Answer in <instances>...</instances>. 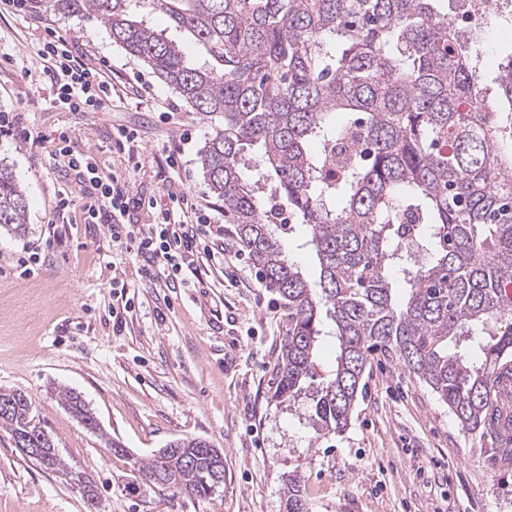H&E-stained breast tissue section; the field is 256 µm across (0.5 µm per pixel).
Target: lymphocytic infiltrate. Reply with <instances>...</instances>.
<instances>
[{
  "instance_id": "1",
  "label": "lymphocytic infiltrate",
  "mask_w": 512,
  "mask_h": 512,
  "mask_svg": "<svg viewBox=\"0 0 512 512\" xmlns=\"http://www.w3.org/2000/svg\"><path fill=\"white\" fill-rule=\"evenodd\" d=\"M38 54L52 68V101L71 111L102 110L111 105L115 88L106 71L73 56L64 38L48 33ZM55 156L65 170L75 172L89 191L84 221L106 226L113 245L132 255L141 280L165 288H184L189 282L205 286L202 270L223 265L224 227L201 209L189 191L164 188L166 204L131 194L122 176H100L92 152L76 149L67 132H59ZM152 208L147 224H130L131 211ZM182 219H174V212Z\"/></svg>"
}]
</instances>
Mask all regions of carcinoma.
Wrapping results in <instances>:
<instances>
[{
  "mask_svg": "<svg viewBox=\"0 0 512 512\" xmlns=\"http://www.w3.org/2000/svg\"><path fill=\"white\" fill-rule=\"evenodd\" d=\"M135 0H54L94 15L126 53L146 63L192 111L219 117L200 163L224 223L288 315L274 397L307 390L323 336L336 339L333 377L312 394L315 439L343 433L368 357L394 355L474 432L502 417L495 386L512 365V55L490 78L481 40L448 23L465 0H140L193 43L133 13ZM27 199L0 166V227L24 224ZM292 219L318 281L282 243ZM332 321L327 330L321 319ZM97 430L80 396L58 391ZM0 428L46 448L39 465L65 464L32 398L0 389ZM153 485L212 494L224 454L176 440ZM285 512H308L301 477Z\"/></svg>",
  "mask_w": 512,
  "mask_h": 512,
  "instance_id": "cac0c4a2",
  "label": "carcinoma"
}]
</instances>
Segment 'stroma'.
Here are the masks:
<instances>
[{
    "mask_svg": "<svg viewBox=\"0 0 512 512\" xmlns=\"http://www.w3.org/2000/svg\"><path fill=\"white\" fill-rule=\"evenodd\" d=\"M50 29L89 65H110L120 97L108 109L51 104L52 77L36 55ZM1 110L31 139L0 133V163L27 196L22 230L0 228V388L32 397L66 467L44 470L0 428V512H88L77 474L94 483L100 512H285L292 475L302 478L309 512H512L503 440L491 445L462 430L426 383L383 352L370 357L350 426L314 439L306 402L272 397L287 317L248 257L237 262L247 273L237 283L219 268L205 288L139 282L125 330L113 331L112 275L139 281L138 265L105 226L84 223L80 208L54 212L59 193L81 194L77 176L54 161L58 133L93 151L108 176L129 168L114 127L135 128L142 168L133 192L158 197L176 177L216 218L224 206L199 161L215 121L192 112L94 17L59 14L51 0L35 12H0ZM171 151L174 170L165 162ZM34 251L42 261L28 274L20 262ZM59 387L81 396L99 431L64 408ZM185 437L224 452V485L208 497L138 475L141 460ZM109 439L122 453L106 447Z\"/></svg>",
    "mask_w": 512,
    "mask_h": 512,
    "instance_id": "1",
    "label": "stroma"
}]
</instances>
